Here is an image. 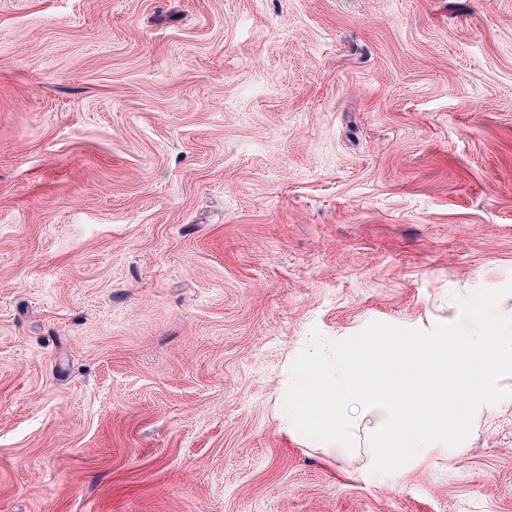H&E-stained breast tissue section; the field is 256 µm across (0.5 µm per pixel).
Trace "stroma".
Segmentation results:
<instances>
[{
	"label": "stroma",
	"instance_id": "stroma-1",
	"mask_svg": "<svg viewBox=\"0 0 512 512\" xmlns=\"http://www.w3.org/2000/svg\"><path fill=\"white\" fill-rule=\"evenodd\" d=\"M511 282L512 0H0V512H512V374L389 474L285 408Z\"/></svg>",
	"mask_w": 512,
	"mask_h": 512
}]
</instances>
